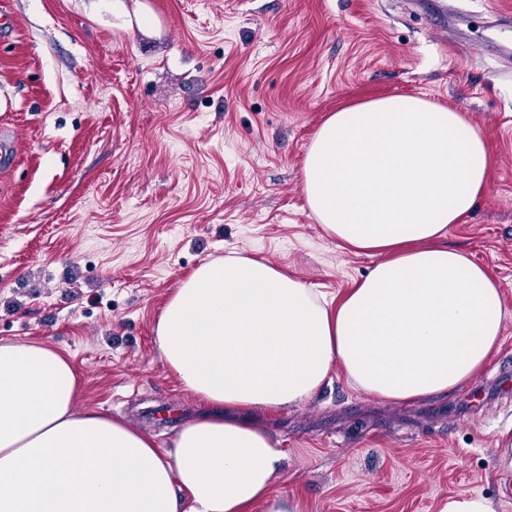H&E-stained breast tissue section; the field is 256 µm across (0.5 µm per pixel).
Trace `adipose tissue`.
Here are the masks:
<instances>
[{"label":"adipose tissue","mask_w":512,"mask_h":512,"mask_svg":"<svg viewBox=\"0 0 512 512\" xmlns=\"http://www.w3.org/2000/svg\"><path fill=\"white\" fill-rule=\"evenodd\" d=\"M493 164L464 113L417 96L330 113L302 191L337 247L374 264L331 299L250 256L198 267L163 306L155 344L210 410L167 449L77 410V371L58 351L0 344V512H290L273 492L286 454L245 409L307 401L337 368L383 400L446 395L499 348L501 285L447 240Z\"/></svg>","instance_id":"1"}]
</instances>
